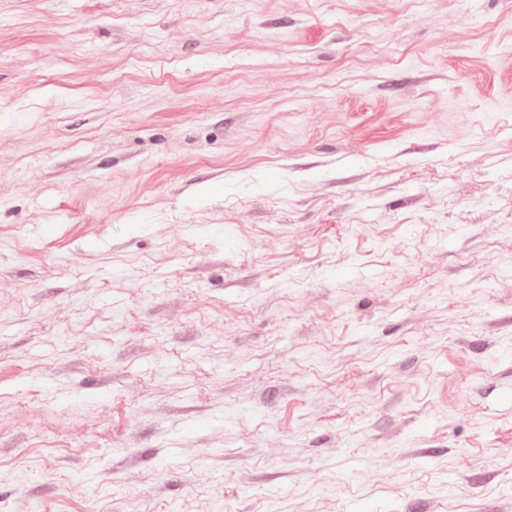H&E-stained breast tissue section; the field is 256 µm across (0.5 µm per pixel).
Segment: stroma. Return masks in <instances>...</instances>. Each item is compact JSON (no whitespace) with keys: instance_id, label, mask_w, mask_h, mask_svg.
<instances>
[{"instance_id":"1","label":"stroma","mask_w":512,"mask_h":512,"mask_svg":"<svg viewBox=\"0 0 512 512\" xmlns=\"http://www.w3.org/2000/svg\"><path fill=\"white\" fill-rule=\"evenodd\" d=\"M0 512H512V0H0Z\"/></svg>"}]
</instances>
